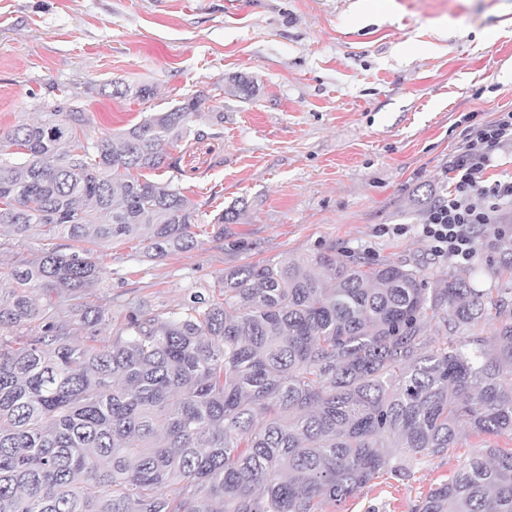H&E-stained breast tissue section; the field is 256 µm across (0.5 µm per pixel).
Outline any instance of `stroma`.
<instances>
[{"mask_svg":"<svg viewBox=\"0 0 512 512\" xmlns=\"http://www.w3.org/2000/svg\"><path fill=\"white\" fill-rule=\"evenodd\" d=\"M235 75L257 95H231ZM117 85L155 94L116 97ZM198 91L223 108V133L186 140L175 157L205 228L193 250L156 260L95 246L106 272L95 295L113 312L141 299L170 311L231 268L324 250L437 279L451 262L416 227L448 191L463 116L512 110V0H0V133L75 94L93 139ZM233 206L238 222L215 239L207 223ZM474 236L472 287L512 288L493 275L492 228ZM479 444L463 439L402 481L376 478L343 512H412Z\"/></svg>","mask_w":512,"mask_h":512,"instance_id":"35a3bbf8","label":"stroma"}]
</instances>
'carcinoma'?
<instances>
[{"label": "carcinoma", "instance_id": "carcinoma-1", "mask_svg": "<svg viewBox=\"0 0 512 512\" xmlns=\"http://www.w3.org/2000/svg\"><path fill=\"white\" fill-rule=\"evenodd\" d=\"M205 99L86 143L75 100L0 134V235L67 240L0 262V512H340L468 432L512 441V302L455 270L430 288L321 251L227 271L174 311L93 301L88 245L195 246L197 204L145 172L221 135ZM238 219L215 214L213 237ZM415 512H512V448L483 446Z\"/></svg>", "mask_w": 512, "mask_h": 512}]
</instances>
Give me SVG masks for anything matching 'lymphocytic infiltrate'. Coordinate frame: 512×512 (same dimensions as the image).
Instances as JSON below:
<instances>
[{"label": "lymphocytic infiltrate", "instance_id": "f902f5d3", "mask_svg": "<svg viewBox=\"0 0 512 512\" xmlns=\"http://www.w3.org/2000/svg\"><path fill=\"white\" fill-rule=\"evenodd\" d=\"M512 146V111L492 120L470 124L465 138L448 158V193L428 209L420 234L435 256L460 264L472 263L477 255L471 229L493 224L502 205L512 204V178L487 182L486 170L494 154Z\"/></svg>", "mask_w": 512, "mask_h": 512}]
</instances>
